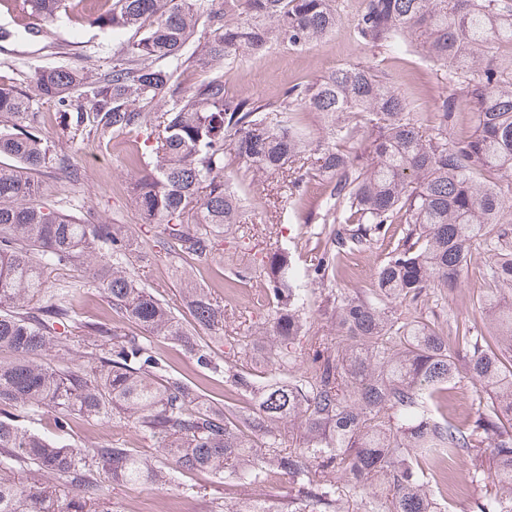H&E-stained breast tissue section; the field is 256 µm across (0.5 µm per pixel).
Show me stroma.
<instances>
[{
	"mask_svg": "<svg viewBox=\"0 0 512 512\" xmlns=\"http://www.w3.org/2000/svg\"><path fill=\"white\" fill-rule=\"evenodd\" d=\"M362 0H342L343 22L335 33L320 42L300 49L275 43L262 54H243L224 66V82L231 92L281 101L296 84L316 81L329 71L349 64L362 63L387 74L402 93L407 109L423 122H430L442 100L454 102L457 122L449 127V137L472 134L476 116L469 107L462 85L448 80L444 72L424 54L408 47L367 48L353 34L354 21L361 11ZM10 36L0 41V75L10 78L29 97L27 122L41 129L55 145L59 156L53 168L40 172L44 196L55 211L80 217L97 215L108 224L124 225L140 242L157 234L154 225L142 224L128 190L132 173L128 157L140 139L133 133H114L99 139L71 128L57 120L56 106L41 98L35 90V75L44 68L67 65L92 75H105L117 64L116 42L111 32L90 24L61 22L44 28L39 36L26 34L22 23L0 9V31ZM239 186L246 195V221L224 231V240L214 258L192 261L198 285L208 288L214 297L223 299L224 339L213 343L217 359H230L261 377L270 369L268 350L275 338L269 322L270 311L261 298L262 273L267 254L277 247L287 248L291 262L306 266L314 254L323 249L319 238L320 224L314 220L326 200L318 177L307 176L298 194H291L287 174H238ZM388 252L386 242L345 255L338 277L319 284L299 280L307 297L305 312L312 327L294 346L301 361L299 371H308L303 358L311 343L334 344L336 330L328 295L344 292L367 294L375 287V273ZM494 259L486 244L472 247L470 262L457 288L448 291L430 288L414 302H395L391 306L399 320L415 318L447 331L458 323H468L473 331L486 333L489 323L473 306V301L489 281L486 270ZM175 261L160 253L152 258L140 275L159 298L172 307L184 325L192 318L182 300L180 285L173 275ZM248 272L237 299L224 295V278L235 271ZM53 288L74 292L76 323L112 322V306L101 288L77 268L56 269L49 274ZM0 417L15 420L19 426L49 439H59L81 448L110 445L112 440H126L134 453L157 460L158 452L149 437L122 423H98L75 419L68 429H59L50 409L37 412L6 408ZM463 494L449 495L447 486L433 487L435 497H448L450 512H475V502L485 492L484 482L471 478L470 460L450 466ZM290 486L286 479L270 475L266 482L251 488L232 485L205 472L183 479L182 487L151 484L131 486L106 483L99 499V512H224L227 505L251 498L280 506L286 504Z\"/></svg>",
	"mask_w": 512,
	"mask_h": 512,
	"instance_id": "stroma-1",
	"label": "stroma"
}]
</instances>
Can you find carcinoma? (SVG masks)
Listing matches in <instances>:
<instances>
[{"label": "carcinoma", "mask_w": 512, "mask_h": 512, "mask_svg": "<svg viewBox=\"0 0 512 512\" xmlns=\"http://www.w3.org/2000/svg\"><path fill=\"white\" fill-rule=\"evenodd\" d=\"M76 0L85 19L120 38L121 62L94 79L68 66L36 76L38 95L58 105L66 127L99 138L114 132L143 136L149 160L129 157L130 183L145 224L162 226L156 247L181 257L209 259L224 225L242 223L244 205L233 189L234 167L274 174L309 145L278 115L305 108L324 114L332 140L318 145L313 165L326 184L330 246L304 269L288 252L272 254L264 271L277 337V373L255 374L225 360L183 326L146 287L135 264L149 253L118 224L81 220L46 206L34 174L54 160L52 145L23 121L28 96L0 76V408L53 409L64 429L76 416L124 420L152 437L165 467L132 455L126 442L73 448L0 419V512H97L109 482L170 484L208 471L240 487L274 471L294 490L290 512H343L345 489L374 487L365 512H443L428 484L448 475L433 467L466 456L473 477L489 478L493 493L477 512H512V225L502 221L512 199L499 183L512 181V62L495 48L512 44V0H363L353 28L368 48L402 40L448 76L466 85L477 115L470 136L448 139L454 105L443 99L427 128L406 111L387 78L360 63L295 85L278 106L234 94L224 84V61L256 55L271 42L302 48L341 24L339 0ZM21 20L62 21L69 0H0ZM200 75L185 88L189 68ZM91 85V111L73 103ZM165 98L157 117L135 102ZM360 140L359 151L346 150ZM402 224L398 236L390 226ZM496 235L487 275L492 287L474 306L490 317L486 336L457 324L443 334L418 320L399 322L389 305L428 288H453L473 245ZM389 237L371 297L334 298L336 347L312 345L311 376L293 374L294 340L306 333L304 299L292 282L320 283L341 256ZM87 264L120 318L149 335L172 337L196 366L222 372L231 387L251 395L241 410L231 397L220 408L200 398L199 386L175 373L144 336L102 322L80 325L93 339L82 364L57 368L42 356L70 340L72 292L50 289L49 269ZM195 326L224 340V305L191 282L183 289ZM457 348L448 345V336ZM478 392L473 416L459 424L439 411L442 393L459 375ZM301 429L285 448L279 428ZM49 472L74 491L60 494L26 473Z\"/></svg>", "instance_id": "1"}]
</instances>
